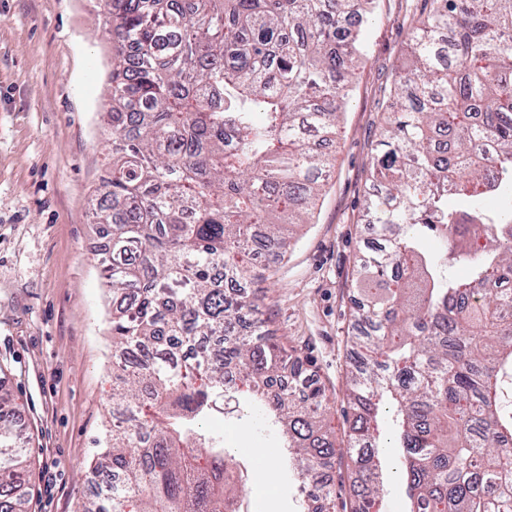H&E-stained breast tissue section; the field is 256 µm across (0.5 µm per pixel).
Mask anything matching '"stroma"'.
Here are the masks:
<instances>
[{"instance_id": "35a3bbf8", "label": "stroma", "mask_w": 512, "mask_h": 512, "mask_svg": "<svg viewBox=\"0 0 512 512\" xmlns=\"http://www.w3.org/2000/svg\"><path fill=\"white\" fill-rule=\"evenodd\" d=\"M425 0H376L358 79L311 224L264 284L273 340L308 357L329 395L330 427L355 360L353 262L371 241L363 197L382 124L379 102ZM98 0H0V368L30 438L29 512H86L88 468L112 408V305L91 199L107 175L112 38ZM234 449L245 512H301L293 476L248 394L210 423Z\"/></svg>"}]
</instances>
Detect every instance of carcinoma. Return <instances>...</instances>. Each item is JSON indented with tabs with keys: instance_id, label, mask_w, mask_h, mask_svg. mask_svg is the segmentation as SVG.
I'll list each match as a JSON object with an SVG mask.
<instances>
[{
	"instance_id": "1",
	"label": "carcinoma",
	"mask_w": 512,
	"mask_h": 512,
	"mask_svg": "<svg viewBox=\"0 0 512 512\" xmlns=\"http://www.w3.org/2000/svg\"><path fill=\"white\" fill-rule=\"evenodd\" d=\"M184 2L101 12L112 162L95 217L117 308L90 512H240L235 457L204 429L240 388L292 455L303 512H335L342 452L350 512H380L387 413L405 512H512V0H427L409 29L365 193L380 239L354 260L344 451L255 284L313 218L362 56L345 22L374 0ZM15 415L0 380V512H28ZM332 475L336 484V512H342L343 504L350 503L351 462L347 455L335 459Z\"/></svg>"
}]
</instances>
